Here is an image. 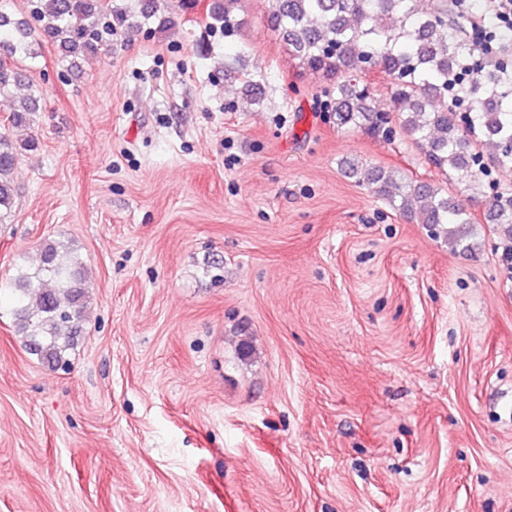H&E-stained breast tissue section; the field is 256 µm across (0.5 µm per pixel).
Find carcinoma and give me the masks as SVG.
Listing matches in <instances>:
<instances>
[{
    "instance_id": "1",
    "label": "carcinoma",
    "mask_w": 512,
    "mask_h": 512,
    "mask_svg": "<svg viewBox=\"0 0 512 512\" xmlns=\"http://www.w3.org/2000/svg\"><path fill=\"white\" fill-rule=\"evenodd\" d=\"M242 0H208L205 22L230 35L229 6ZM267 20L302 68L336 77L323 106L336 126L399 133L420 148L428 163L454 180L471 199H486L484 221L512 243V185L486 187L493 170H512V78L496 65L469 68L473 48L456 21L453 0H266ZM199 0H167L160 13L154 0H24L25 17L14 22L0 0V97H11L27 79L23 62L35 48L52 44L68 67L96 53L112 36L138 29L155 18L158 31L175 25V12H191ZM387 74L389 103L376 104L362 75ZM40 91L15 101L10 122L26 125L40 111ZM33 139L13 140L0 133V224L10 222L16 187L12 172ZM344 173L373 189L389 207L424 224L435 238L454 247L467 240L465 225L475 223L469 209L435 180H418L345 162ZM85 265L73 250L55 241L42 243L39 265L18 266L12 286L19 304L16 332L25 347L48 364L62 366L70 339L62 328L79 327L86 307Z\"/></svg>"
}]
</instances>
